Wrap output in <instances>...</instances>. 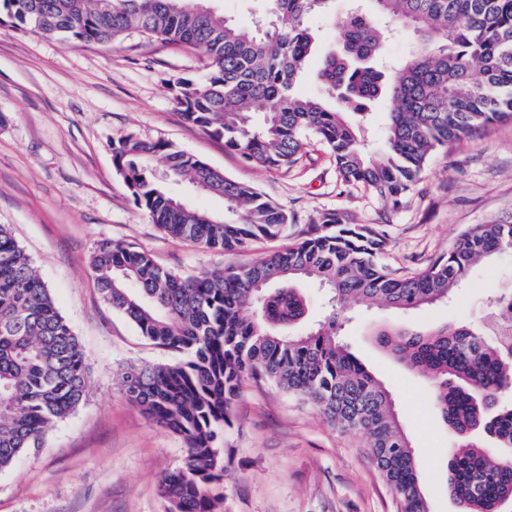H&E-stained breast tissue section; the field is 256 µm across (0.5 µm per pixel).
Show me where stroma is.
<instances>
[{
  "label": "stroma",
  "mask_w": 512,
  "mask_h": 512,
  "mask_svg": "<svg viewBox=\"0 0 512 512\" xmlns=\"http://www.w3.org/2000/svg\"><path fill=\"white\" fill-rule=\"evenodd\" d=\"M202 54L138 35L109 44L67 43L0 22V224L8 225L71 324L89 369L85 401L58 420L42 450L0 471V512H171L158 482L186 456L181 436L126 397L133 365L178 363L112 311L88 268L104 240L148 251L183 275L234 266L279 249L206 252L165 236L140 211L113 165L112 144L163 140L225 176L258 189L288 212L289 234L321 213L384 231V261L402 273L425 268L462 232L512 214V121L449 144L429 160L399 208L363 189L343 191L328 149L311 143L291 169L246 162L188 123L178 80H202ZM512 283V255L477 264L451 301L397 313L355 307L342 334L392 394L420 468L431 512H459L446 487L451 432L431 409L432 384L375 341L384 326L432 330L490 322L488 300ZM224 500L217 512H398L366 452V439L329 425L310 403L249 380L224 428Z\"/></svg>",
  "instance_id": "obj_1"
}]
</instances>
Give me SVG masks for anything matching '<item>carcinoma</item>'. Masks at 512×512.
<instances>
[{
    "label": "carcinoma",
    "mask_w": 512,
    "mask_h": 512,
    "mask_svg": "<svg viewBox=\"0 0 512 512\" xmlns=\"http://www.w3.org/2000/svg\"><path fill=\"white\" fill-rule=\"evenodd\" d=\"M275 22H233L203 0H0L6 16L44 35L108 44L133 32L186 44L206 59L197 82L181 79L182 117L251 164L290 168L311 140L334 159L341 184L392 207L418 181L432 154L473 131L512 118V0H365L337 22L342 50L317 61L322 95L297 91L311 63L309 20L335 0H266ZM415 38L409 62L379 64L384 34ZM389 102L384 151L370 155L347 115L364 118ZM113 165L142 210L165 234L203 250L245 253L259 240L288 244L255 260L185 277L144 250L99 243L90 271L103 299L153 343L189 360L129 368L128 399L182 436V467L161 494L173 512H214L224 480V425L248 379L299 396L330 424L358 431L401 512H430L395 400L340 335L356 303L407 312L445 302L481 260L512 251V216L460 234L426 268L399 274L381 255L378 229L321 214L304 236H288V214L256 189L165 142L127 136ZM224 199L238 220L191 209L171 195L151 164ZM297 281L328 290L330 313L309 323ZM489 329L449 325L376 332L377 343L434 384L433 410L454 436L446 485L460 512L512 505V284L493 300ZM88 388L79 342L9 227L0 225V471L42 446L50 426L74 411Z\"/></svg>",
    "instance_id": "carcinoma-1"
}]
</instances>
